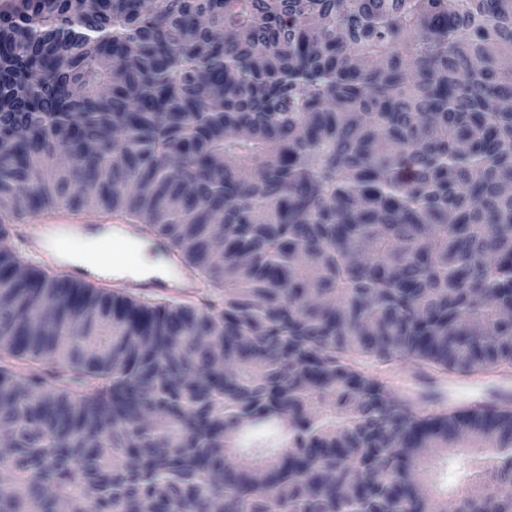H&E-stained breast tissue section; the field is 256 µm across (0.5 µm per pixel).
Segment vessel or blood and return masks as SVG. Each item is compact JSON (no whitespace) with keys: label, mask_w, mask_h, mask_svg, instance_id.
Instances as JSON below:
<instances>
[{"label":"vessel or blood","mask_w":512,"mask_h":512,"mask_svg":"<svg viewBox=\"0 0 512 512\" xmlns=\"http://www.w3.org/2000/svg\"><path fill=\"white\" fill-rule=\"evenodd\" d=\"M11 232L45 266L59 270L79 284L97 285L110 280L129 294L172 297L184 296L198 285L194 269L165 239L148 235L140 225L119 217L92 220L84 213L59 205L13 224ZM89 238L122 251L139 243L146 244L158 269L152 273L133 272L124 265H107L98 257H74L72 244Z\"/></svg>","instance_id":"obj_1"}]
</instances>
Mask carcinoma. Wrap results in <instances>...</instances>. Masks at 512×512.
<instances>
[{
	"label": "carcinoma",
	"instance_id": "1",
	"mask_svg": "<svg viewBox=\"0 0 512 512\" xmlns=\"http://www.w3.org/2000/svg\"><path fill=\"white\" fill-rule=\"evenodd\" d=\"M1 198L0 512H512V407L389 385L512 369V0H10ZM58 204L198 299L5 243ZM12 225L10 233L20 238L27 251L36 255L45 266L59 270L76 283L98 285L113 281L117 288H123L128 294H164L172 297L184 296L192 288H198L194 269L169 247L165 239L150 236L139 224L125 219L96 218L94 221L83 212L59 205ZM89 238L123 252L142 241L158 263V270L152 273L132 272L128 270L129 266L114 262L108 267L99 257H74L71 246L76 241L87 239L72 247L76 254L91 253L97 249L98 242ZM145 244L138 245L136 262L143 269H151L153 262L145 251ZM109 270H112V275L106 274ZM105 285L112 288L109 284Z\"/></svg>",
	"mask_w": 512,
	"mask_h": 512
}]
</instances>
